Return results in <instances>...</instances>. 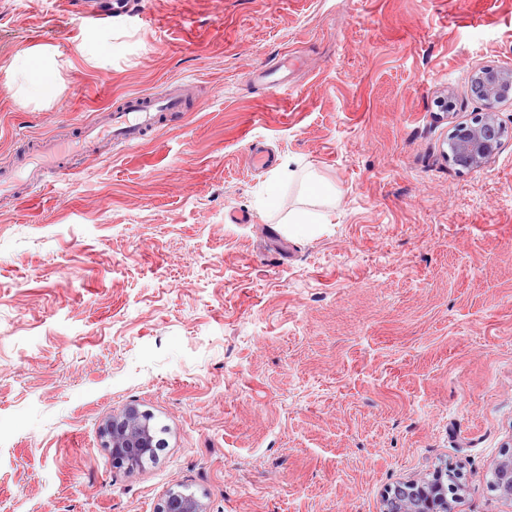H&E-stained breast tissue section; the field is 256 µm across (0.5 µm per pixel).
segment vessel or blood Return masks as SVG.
<instances>
[{
	"label": "vessel or blood",
	"instance_id": "1",
	"mask_svg": "<svg viewBox=\"0 0 512 512\" xmlns=\"http://www.w3.org/2000/svg\"><path fill=\"white\" fill-rule=\"evenodd\" d=\"M292 64V56L283 55L276 65L257 70L254 80L268 89L282 88L288 83ZM187 87V81L178 80L170 82L163 95L143 93L130 97L112 110L107 124H88L81 140H60L51 135L40 138L23 167L0 173V191H10L19 183L33 191L44 189L50 178L69 174V159L83 154L89 143L119 140L129 146L140 144L163 121L184 112Z\"/></svg>",
	"mask_w": 512,
	"mask_h": 512
}]
</instances>
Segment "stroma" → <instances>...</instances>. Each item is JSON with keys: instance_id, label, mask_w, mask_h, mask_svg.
<instances>
[{"instance_id": "1", "label": "stroma", "mask_w": 512, "mask_h": 512, "mask_svg": "<svg viewBox=\"0 0 512 512\" xmlns=\"http://www.w3.org/2000/svg\"><path fill=\"white\" fill-rule=\"evenodd\" d=\"M38 50L48 106L0 78L6 169L195 88L140 145L0 199V512H157L178 486L207 512H380L441 468L455 512H512V101L498 154L447 157L485 111L476 68L512 66V0H127L93 29L71 0H0V74ZM289 51L287 93L252 82ZM306 172L336 204L297 233ZM131 405L165 448L127 471L99 427ZM494 486L502 498L512 502V453L503 455L493 468Z\"/></svg>"}]
</instances>
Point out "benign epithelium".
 <instances>
[{
    "instance_id": "1",
    "label": "benign epithelium",
    "mask_w": 512,
    "mask_h": 512,
    "mask_svg": "<svg viewBox=\"0 0 512 512\" xmlns=\"http://www.w3.org/2000/svg\"><path fill=\"white\" fill-rule=\"evenodd\" d=\"M473 79L478 82L477 100L488 108L472 124L459 125L449 143L448 160L455 166L471 170L482 166L498 152L505 127L493 112L495 105L512 98V67L483 66ZM102 447L112 455L118 468L134 469L143 463L154 448L161 447L150 424V415L135 406L126 407L101 424ZM494 486L502 498L512 502V453L500 458L493 468ZM460 488L458 476L439 471L428 480L407 482L388 491L381 512H454L448 496ZM158 512H205L202 502L192 494L168 491Z\"/></svg>"
}]
</instances>
